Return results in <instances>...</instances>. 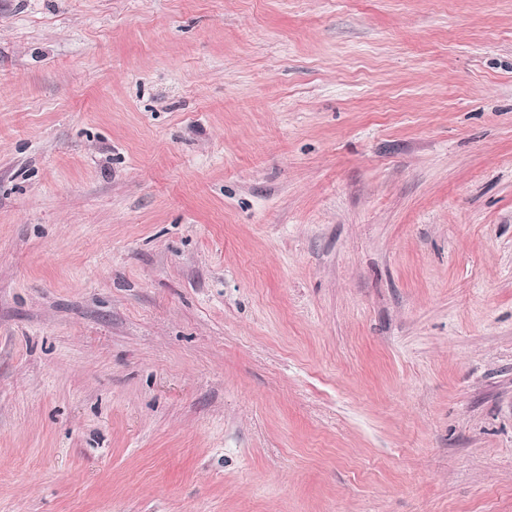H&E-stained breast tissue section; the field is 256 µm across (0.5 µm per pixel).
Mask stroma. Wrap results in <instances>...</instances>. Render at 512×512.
<instances>
[{"mask_svg":"<svg viewBox=\"0 0 512 512\" xmlns=\"http://www.w3.org/2000/svg\"><path fill=\"white\" fill-rule=\"evenodd\" d=\"M0 512H512V0H0Z\"/></svg>","mask_w":512,"mask_h":512,"instance_id":"1","label":"stroma"}]
</instances>
